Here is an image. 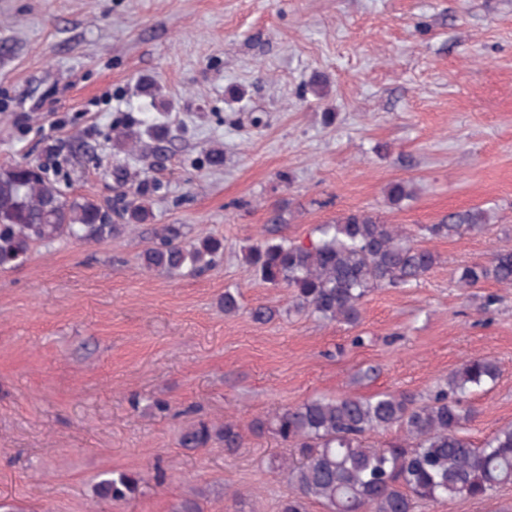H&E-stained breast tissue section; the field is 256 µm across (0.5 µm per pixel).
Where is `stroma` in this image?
Listing matches in <instances>:
<instances>
[{
	"mask_svg": "<svg viewBox=\"0 0 512 512\" xmlns=\"http://www.w3.org/2000/svg\"><path fill=\"white\" fill-rule=\"evenodd\" d=\"M1 44L0 167L50 164L68 195L110 207L114 167L161 188L152 220L0 271V512H173L186 498L278 512L289 488L273 436L228 456L180 447L182 430L318 396L424 397L470 356L500 374L473 394L468 436L512 424V288L456 285L458 268L512 245V0H0ZM143 82L171 105L160 169L113 145L148 103ZM399 179L415 196L394 206ZM472 208L490 224L423 238L438 264L371 292L354 327L289 313L288 289L245 261L277 210L279 236L305 242L345 212L416 235ZM164 224L223 237V261L197 276L147 269ZM228 288L241 293L229 315ZM260 304L279 317L253 321ZM110 469L136 475L140 494L98 498Z\"/></svg>",
	"mask_w": 512,
	"mask_h": 512,
	"instance_id": "35a3bbf8",
	"label": "stroma"
}]
</instances>
